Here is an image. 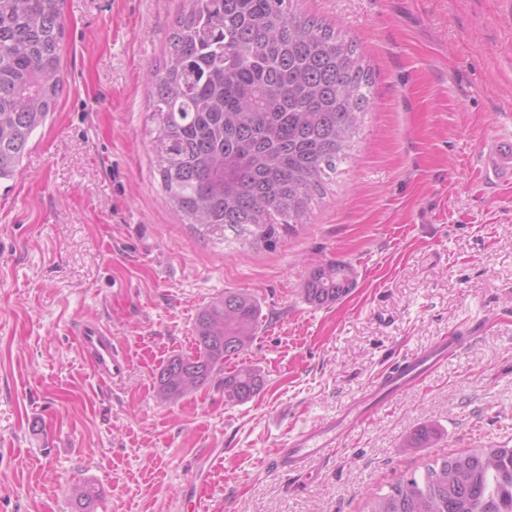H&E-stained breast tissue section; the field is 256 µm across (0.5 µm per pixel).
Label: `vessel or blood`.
<instances>
[{"mask_svg":"<svg viewBox=\"0 0 512 512\" xmlns=\"http://www.w3.org/2000/svg\"><path fill=\"white\" fill-rule=\"evenodd\" d=\"M478 169L488 188L512 185V134L501 133L484 140L479 148ZM73 334L89 360L95 375L114 381L126 369V360L118 351L112 332L96 320L74 324ZM462 336H446L423 354L394 361L363 399L358 411H346L338 418L313 425L282 441L274 450L278 467L285 471H303L312 462L334 450L343 432L363 424L385 406L398 391L419 384L453 357L462 347Z\"/></svg>","mask_w":512,"mask_h":512,"instance_id":"vessel-or-blood-1","label":"vessel or blood"}]
</instances>
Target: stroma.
<instances>
[{
	"label": "stroma",
	"instance_id": "1",
	"mask_svg": "<svg viewBox=\"0 0 512 512\" xmlns=\"http://www.w3.org/2000/svg\"><path fill=\"white\" fill-rule=\"evenodd\" d=\"M180 0H64L63 92L0 184V512H364L427 464L512 448V188L481 184V141L512 132V0H294L356 43L369 110L352 159L311 223L276 250L227 253L167 205L149 147V74ZM357 282L318 307L312 263ZM244 291L263 318L244 363L261 391L218 381L174 405L168 357L195 349L198 312ZM100 320L125 352L98 380L72 324ZM469 330L458 354L406 388L337 450L289 473L277 443L336 418L399 357ZM434 427L431 448H409Z\"/></svg>",
	"mask_w": 512,
	"mask_h": 512
}]
</instances>
